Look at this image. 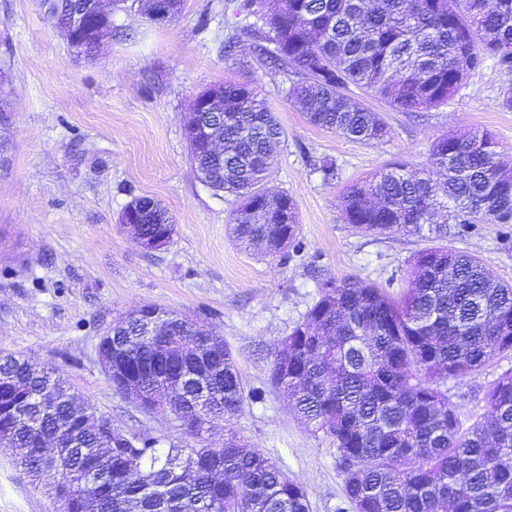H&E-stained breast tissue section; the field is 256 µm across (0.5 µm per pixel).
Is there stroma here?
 <instances>
[{"label": "stroma", "mask_w": 512, "mask_h": 512, "mask_svg": "<svg viewBox=\"0 0 512 512\" xmlns=\"http://www.w3.org/2000/svg\"><path fill=\"white\" fill-rule=\"evenodd\" d=\"M101 4L112 28L85 61L73 55L50 0H0V353L52 367L115 428L166 445L213 446L225 437L223 424L196 437L170 415L143 412L113 390L97 354L108 328L147 304L206 323L223 337L246 391L264 392L245 400L231 429L304 488L310 512H354L334 445L269 383L274 352L322 280L384 287L400 280L413 253L438 243L345 224L349 185L390 162L421 167L436 139L476 129L492 132L512 165V109L503 105L512 72L487 59L446 106L427 111L400 112L363 94L391 130L387 142L363 144L309 124L285 96L289 80L249 43L224 57L225 37L244 23L229 0H185L165 24L140 0ZM224 82L249 84L285 130L268 186L296 203L302 255L261 257L236 246L234 197L191 168L183 119L199 92ZM325 155L336 161L335 180L310 164ZM139 196L161 202L175 222L163 250L144 249L120 222ZM447 244L512 284V224H472ZM508 372L512 355H501L449 382L463 426L484 419L486 392ZM17 457L0 450V512H61L52 478L21 473Z\"/></svg>", "instance_id": "stroma-1"}]
</instances>
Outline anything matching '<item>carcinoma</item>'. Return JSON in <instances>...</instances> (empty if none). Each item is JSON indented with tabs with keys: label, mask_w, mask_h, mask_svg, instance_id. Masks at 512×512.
Here are the masks:
<instances>
[{
	"label": "carcinoma",
	"mask_w": 512,
	"mask_h": 512,
	"mask_svg": "<svg viewBox=\"0 0 512 512\" xmlns=\"http://www.w3.org/2000/svg\"><path fill=\"white\" fill-rule=\"evenodd\" d=\"M257 22L235 29L224 54L244 38L283 73L286 95L308 122L347 139L381 144L388 126L350 87L369 90L404 112L448 103L488 57L512 71V0H235ZM217 156L190 151L199 181L240 200L233 241L262 256L298 255L295 201L263 188L273 145L284 135L254 89L218 85ZM132 221L138 240L175 231L162 204ZM345 223L365 233L448 237L478 221L512 224V171L488 131L445 135L428 167L397 165L357 182L342 197ZM155 315L152 332L143 318ZM512 285L474 254L425 248L409 260L398 292L363 279L319 284L302 322L279 343L270 383L314 432L336 445L347 500L360 512H512V373L485 395V420L463 427L448 381L512 352ZM114 355L126 359L143 410L173 393L171 410L199 435L211 414L240 413L245 390L224 339L203 322L157 306L112 325ZM44 365L0 357V431L13 429L20 471L52 467L46 444H61L67 512H309L306 491L233 430L222 448H163L130 434L107 445L97 416Z\"/></svg>",
	"instance_id": "cac0c4a2"
}]
</instances>
